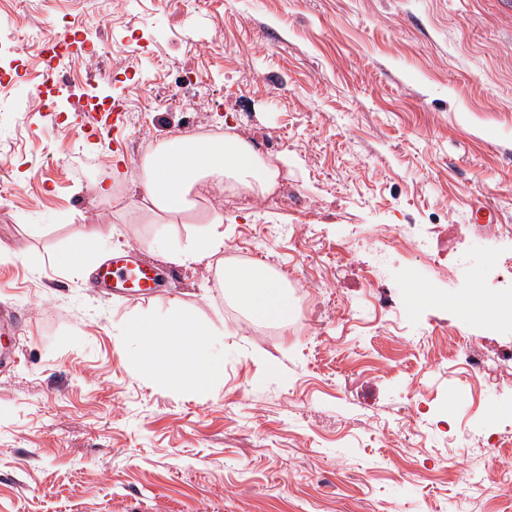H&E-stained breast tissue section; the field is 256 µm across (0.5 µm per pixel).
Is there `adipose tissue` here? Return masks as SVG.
<instances>
[{
    "instance_id": "obj_1",
    "label": "adipose tissue",
    "mask_w": 512,
    "mask_h": 512,
    "mask_svg": "<svg viewBox=\"0 0 512 512\" xmlns=\"http://www.w3.org/2000/svg\"><path fill=\"white\" fill-rule=\"evenodd\" d=\"M140 181L149 209L178 215L192 206L193 192L226 185L254 196L267 194L278 171L254 146L241 138H203L191 134L169 139L150 155ZM224 217L214 213L209 226L197 234L188 250L176 255L184 264L219 256L224 250ZM232 299L252 319L287 323L292 314L288 288L260 262L231 265L223 270ZM122 334L134 345L132 356L147 376L177 388L195 391L222 384L224 343L208 324L187 313L162 314L145 321L132 317Z\"/></svg>"
}]
</instances>
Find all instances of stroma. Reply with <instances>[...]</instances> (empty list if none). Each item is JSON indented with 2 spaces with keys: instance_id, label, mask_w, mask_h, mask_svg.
Instances as JSON below:
<instances>
[{
  "instance_id": "35a3bbf8",
  "label": "stroma",
  "mask_w": 512,
  "mask_h": 512,
  "mask_svg": "<svg viewBox=\"0 0 512 512\" xmlns=\"http://www.w3.org/2000/svg\"><path fill=\"white\" fill-rule=\"evenodd\" d=\"M62 18L103 53L51 60L33 29L70 37ZM0 30L13 35L0 55V307L21 324L0 333L14 358L0 372V512H512V479L489 478L492 433L512 434V325L454 304L512 278L511 7L0 0ZM59 66L72 84L50 117L39 107ZM178 71L199 82L171 106ZM110 95L124 102L120 133L106 113L69 109ZM218 132L260 151L287 133L274 159L286 201L232 208L213 190L177 216L145 209L142 164L158 145ZM216 211L225 262L286 277L287 325L249 318L215 262L172 261ZM392 224L458 225L449 272L393 242ZM90 233L105 254L154 261L155 296L54 264ZM363 233L379 243L328 263ZM419 287L448 303L411 304ZM182 312L224 335L218 389L166 387L129 359L125 319ZM458 339L483 356L484 378L455 360Z\"/></svg>"
}]
</instances>
